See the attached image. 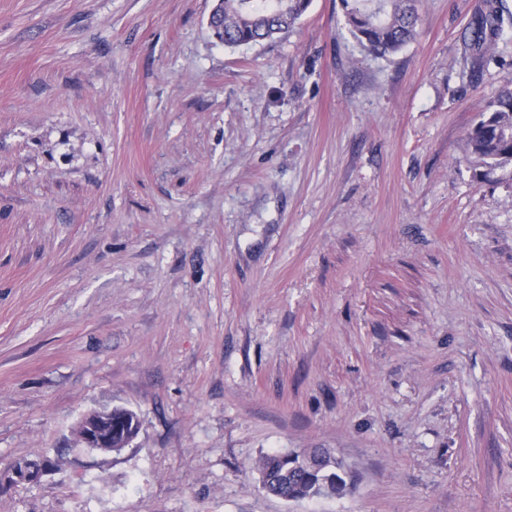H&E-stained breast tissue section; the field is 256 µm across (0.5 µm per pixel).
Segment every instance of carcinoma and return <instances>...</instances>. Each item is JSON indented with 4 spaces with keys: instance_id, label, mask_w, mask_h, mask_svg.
Here are the masks:
<instances>
[{
    "instance_id": "obj_1",
    "label": "carcinoma",
    "mask_w": 512,
    "mask_h": 512,
    "mask_svg": "<svg viewBox=\"0 0 512 512\" xmlns=\"http://www.w3.org/2000/svg\"><path fill=\"white\" fill-rule=\"evenodd\" d=\"M309 5L310 0H224V18L215 25L216 35L227 46L273 40L290 31ZM341 8L348 32L371 55L395 54L416 39L417 0H341ZM506 22L512 24V15H504L494 0H486L466 45L472 71H482L495 56ZM464 152L481 179L512 168V87L484 104L467 133ZM256 468L261 488L283 500L310 498L324 485L339 496L352 485L342 462L319 449L266 454Z\"/></svg>"
}]
</instances>
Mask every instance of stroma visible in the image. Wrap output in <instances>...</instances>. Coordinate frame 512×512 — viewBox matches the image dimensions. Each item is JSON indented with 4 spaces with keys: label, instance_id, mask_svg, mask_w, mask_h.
<instances>
[{
    "label": "stroma",
    "instance_id": "stroma-1",
    "mask_svg": "<svg viewBox=\"0 0 512 512\" xmlns=\"http://www.w3.org/2000/svg\"><path fill=\"white\" fill-rule=\"evenodd\" d=\"M421 0L367 54L340 0L228 47L215 0H0V512H512V171L464 159L512 26ZM139 416L111 455L91 409ZM324 448L341 497L266 495ZM62 460L32 484L23 460ZM497 2L486 0L485 10H481L476 18L472 38L466 44V59H470L471 70L481 72L484 66L495 56L497 40L505 23L504 10ZM469 51V55H467ZM117 422H128L127 428V439L128 446L134 439H130L129 436L132 433L131 427L133 426L134 420L138 424L137 414L124 407H104L100 409L90 410L83 413L78 420L75 431L77 435V446L86 450L87 452H94L101 455H108L112 452H117L112 447V435L120 434L126 435V426H122ZM256 468L261 488L286 501L314 497L324 485L339 496L352 485L342 462L319 449L266 454L259 458ZM46 468L44 462L23 461L16 462L11 467L10 482L12 484L37 482L43 470Z\"/></svg>",
    "mask_w": 512,
    "mask_h": 512
}]
</instances>
